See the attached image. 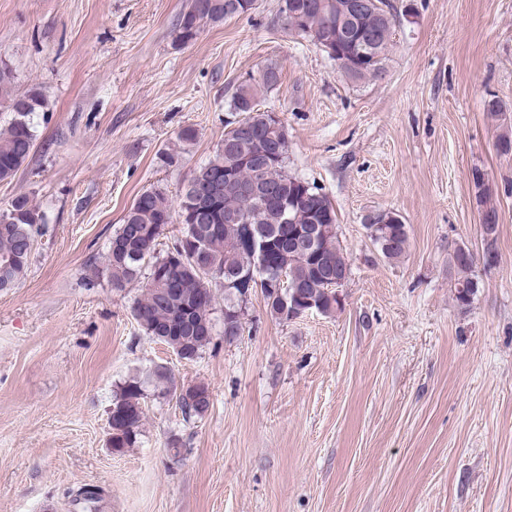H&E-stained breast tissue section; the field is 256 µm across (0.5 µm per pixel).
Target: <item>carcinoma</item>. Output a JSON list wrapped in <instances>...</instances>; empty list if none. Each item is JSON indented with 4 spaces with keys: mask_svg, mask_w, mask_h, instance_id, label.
Wrapping results in <instances>:
<instances>
[{
    "mask_svg": "<svg viewBox=\"0 0 512 512\" xmlns=\"http://www.w3.org/2000/svg\"><path fill=\"white\" fill-rule=\"evenodd\" d=\"M280 9L284 29L308 37L353 79L379 75L393 42L396 19L390 0L349 14V0H283ZM231 0H190L181 13L175 40L195 41L206 23L233 18ZM279 81L276 67L265 68L262 82L234 86L229 110L237 119L226 123L224 140L215 155L196 169L193 178L173 207L160 189H146L133 199L122 224L109 240L104 258L112 287L145 280V292L134 302L132 316L144 333L164 336L184 360L196 359L211 343L214 325L210 317L213 288L224 289V340L230 342L243 328L241 289H260L269 314L289 320L292 305L284 288L275 287L278 274L259 267L252 243L269 247L288 245L289 235L317 224L320 231L315 251L288 260V286L300 298L310 300L324 315L341 309L330 282L349 272L346 249L338 236L336 209L322 189L288 174V132L270 111L258 108L260 89ZM46 106L43 94L15 90L12 70L0 66V112L13 113L0 128V182L15 177L35 142L31 116ZM481 215L497 213L489 187L474 180ZM182 224L181 235L160 252L166 227ZM46 217L26 195L15 197L0 212V289L14 287L24 276L34 244L45 227ZM375 228L370 236L381 255L397 260L406 252V225L399 216L375 213L364 219ZM448 263L454 274V298L468 306L480 288L476 265L450 250ZM183 420L202 417L209 409L208 386L194 384L173 388ZM144 393L131 380L122 388L111 412L126 420L123 427L110 426L108 446L121 452L134 446L144 412Z\"/></svg>",
    "mask_w": 512,
    "mask_h": 512,
    "instance_id": "1",
    "label": "carcinoma"
}]
</instances>
